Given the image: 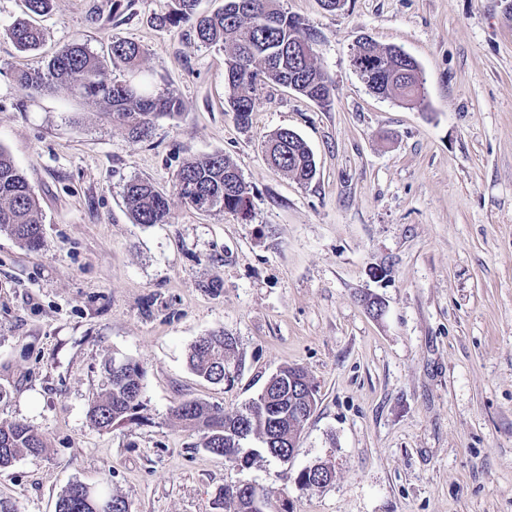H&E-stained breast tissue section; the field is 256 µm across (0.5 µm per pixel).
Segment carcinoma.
I'll use <instances>...</instances> for the list:
<instances>
[{
	"instance_id": "1",
	"label": "carcinoma",
	"mask_w": 512,
	"mask_h": 512,
	"mask_svg": "<svg viewBox=\"0 0 512 512\" xmlns=\"http://www.w3.org/2000/svg\"><path fill=\"white\" fill-rule=\"evenodd\" d=\"M169 14L160 23L186 22L192 25L197 40L224 51L227 103L242 125L249 124L260 89L268 84L289 88L329 107L334 86L315 63V55H305L301 44H314L298 18L286 12L280 0H224V9L212 15L197 12L198 0H173ZM8 35L22 51L37 50L44 32L27 18L16 19ZM145 49L135 41L112 42V65L124 69L127 78L112 81L89 47L73 41L37 68L14 73L17 85L34 97L53 88L59 81L69 82L71 93L103 107L112 122L122 125L131 138H146L154 122L181 112L180 99L171 92H157L153 78L142 69ZM359 72L372 67L379 72L380 87L391 86L398 96L422 104L425 81L416 60L395 53V47L374 42L360 45L354 57ZM273 166L300 183L316 175V164L308 144L294 131L281 128L270 134L263 146ZM173 189L189 207L204 213L225 210L248 212L249 189L235 164L222 155L186 160L174 175ZM126 206L137 224H166L171 217L168 197L148 180L134 179L126 185ZM0 232L20 244L38 248L43 243V214L23 171L11 154L0 147ZM236 342L217 329L200 337L193 345L189 362L192 369L212 384L228 379L226 364L234 354ZM106 388L89 407L91 423L98 429H116L136 422L143 408L142 367L132 361H112L106 366ZM309 380L298 366L280 369L269 380L267 393H260L244 409L235 413L215 410L198 401H184L174 407L171 417L184 428L201 435L203 447L237 466H248L261 454L288 461L305 421L288 413L293 404L307 403L306 386L288 393V380ZM259 449L247 450V440ZM46 448L45 436L21 421L0 422V468H7L22 454H38ZM334 475L331 464L319 462L318 476L308 469L299 472L295 483L303 489L326 487ZM220 512H290L288 500L273 501L268 491L258 498L247 486H225L214 498ZM57 512H129L125 499L105 488L81 482L71 484L59 497Z\"/></svg>"
}]
</instances>
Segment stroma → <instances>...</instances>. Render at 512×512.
I'll list each match as a JSON object with an SVG mask.
<instances>
[{"label":"stroma","instance_id":"35a3bbf8","mask_svg":"<svg viewBox=\"0 0 512 512\" xmlns=\"http://www.w3.org/2000/svg\"><path fill=\"white\" fill-rule=\"evenodd\" d=\"M282 5L314 34L335 99L267 87L245 127L223 51L158 25L171 0H53L33 52L7 32L23 0H0V147L44 215L40 249L0 233V421L47 440L0 470L18 512H56L75 482L131 512H215L216 491L243 483L292 512H512V0ZM363 36L416 59L422 105L369 90L353 66ZM117 39L142 45L156 90L182 102L148 139L67 83L31 98L14 81L72 41L104 57ZM281 128L311 148L309 183L267 163ZM212 154L240 170L248 214L173 199L169 223H134L129 180L171 194L185 160ZM218 328L237 348L214 385L188 356ZM114 358L144 370V420L106 431L88 410ZM294 365L318 401L289 463L235 466L170 416L193 399L240 410ZM319 460L331 483L300 488ZM315 463H319L318 475L316 477L309 476L308 467L301 470L298 476L295 479L296 484H298L302 489H321L326 487L332 480L334 472L331 464L326 461H317ZM314 463V464H315ZM322 477V480L318 482V478Z\"/></svg>","mask_w":512,"mask_h":512}]
</instances>
